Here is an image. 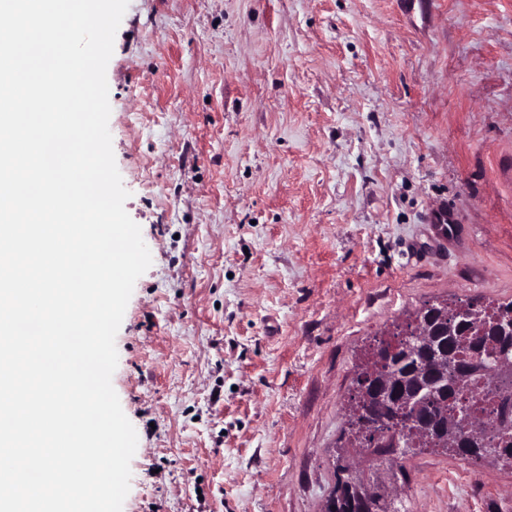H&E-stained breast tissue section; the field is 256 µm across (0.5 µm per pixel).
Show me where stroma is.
<instances>
[{"mask_svg":"<svg viewBox=\"0 0 512 512\" xmlns=\"http://www.w3.org/2000/svg\"><path fill=\"white\" fill-rule=\"evenodd\" d=\"M107 82L152 256L115 339L123 512H321L361 350L512 302V0H129ZM347 459L396 512H512L492 461Z\"/></svg>","mask_w":512,"mask_h":512,"instance_id":"obj_1","label":"stroma"}]
</instances>
